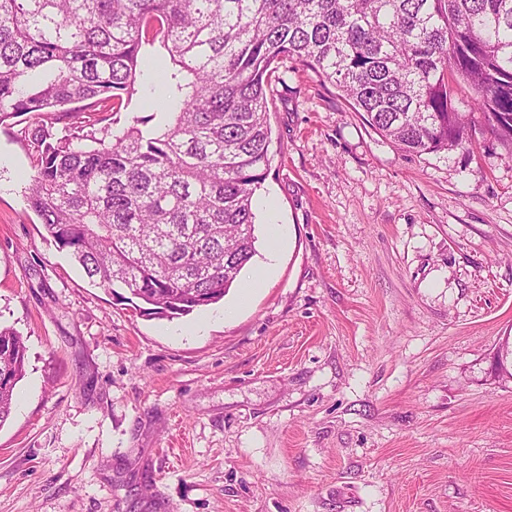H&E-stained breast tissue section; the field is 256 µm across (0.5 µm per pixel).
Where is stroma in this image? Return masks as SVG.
Instances as JSON below:
<instances>
[{"instance_id": "obj_1", "label": "stroma", "mask_w": 512, "mask_h": 512, "mask_svg": "<svg viewBox=\"0 0 512 512\" xmlns=\"http://www.w3.org/2000/svg\"><path fill=\"white\" fill-rule=\"evenodd\" d=\"M253 197L273 274L238 307L143 314L91 283L25 197L0 124V325L27 348L0 512H512V160L406 153L288 59Z\"/></svg>"}]
</instances>
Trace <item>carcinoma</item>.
<instances>
[{
  "label": "carcinoma",
  "instance_id": "1",
  "mask_svg": "<svg viewBox=\"0 0 512 512\" xmlns=\"http://www.w3.org/2000/svg\"><path fill=\"white\" fill-rule=\"evenodd\" d=\"M163 98L96 138L77 112L126 109L145 47ZM294 59L404 152L473 146L474 109L512 157V0H0V124L28 116L27 202L118 302L177 318L222 300L256 254L266 89ZM26 346L0 327V425Z\"/></svg>",
  "mask_w": 512,
  "mask_h": 512
}]
</instances>
